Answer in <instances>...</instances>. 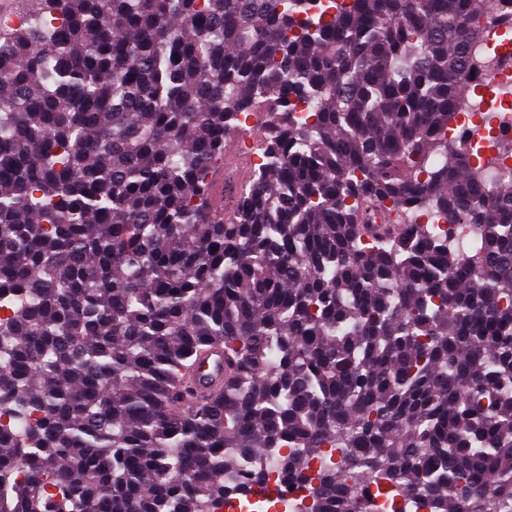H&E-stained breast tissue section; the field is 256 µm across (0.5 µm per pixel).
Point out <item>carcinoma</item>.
<instances>
[{
    "label": "carcinoma",
    "instance_id": "obj_1",
    "mask_svg": "<svg viewBox=\"0 0 512 512\" xmlns=\"http://www.w3.org/2000/svg\"><path fill=\"white\" fill-rule=\"evenodd\" d=\"M15 6L0 512H224L264 452L288 512H512V135L444 136L512 0ZM245 114L267 164L224 216Z\"/></svg>",
    "mask_w": 512,
    "mask_h": 512
}]
</instances>
